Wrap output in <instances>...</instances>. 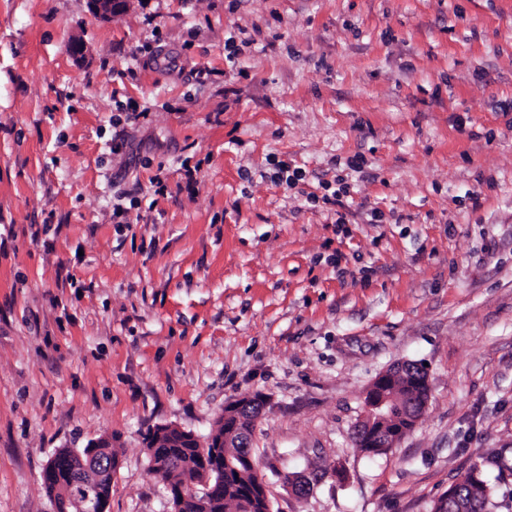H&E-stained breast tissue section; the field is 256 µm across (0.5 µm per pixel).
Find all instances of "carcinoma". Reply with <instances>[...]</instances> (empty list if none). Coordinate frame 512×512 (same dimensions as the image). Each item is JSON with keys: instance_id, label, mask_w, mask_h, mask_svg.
<instances>
[{"instance_id": "obj_1", "label": "carcinoma", "mask_w": 512, "mask_h": 512, "mask_svg": "<svg viewBox=\"0 0 512 512\" xmlns=\"http://www.w3.org/2000/svg\"><path fill=\"white\" fill-rule=\"evenodd\" d=\"M419 370L406 373L401 380L399 397L402 403L391 409V427L399 430L413 426L419 418L416 409L428 399L427 389L416 384ZM260 408H245L225 422H219L212 432V442L202 446H187L180 442V433L173 430L160 439L152 432L147 437L151 471L167 483L171 499H183L180 512H200L198 503L206 501L209 512H270L265 484L255 476L258 462L249 447ZM366 428L356 437L360 450L368 455L386 451L388 436L380 431V423L363 422ZM509 449H495L485 455L492 464L482 468L495 473L494 480L501 486L512 485V461ZM88 448L75 452L62 448L55 453L54 469L43 473L42 481L47 495L54 504L55 512H76V508L64 497L63 488L68 486L83 469ZM489 493L482 499L469 502L468 512H501L512 507L497 500L494 486L488 485Z\"/></svg>"}]
</instances>
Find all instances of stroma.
Here are the masks:
<instances>
[{
    "label": "stroma",
    "mask_w": 512,
    "mask_h": 512,
    "mask_svg": "<svg viewBox=\"0 0 512 512\" xmlns=\"http://www.w3.org/2000/svg\"><path fill=\"white\" fill-rule=\"evenodd\" d=\"M510 98L512 0H0V512L103 435L108 512H172L148 432L255 394L271 512H434L512 448ZM402 361L428 405L366 456ZM410 362H400L380 373L372 382L368 393L367 404L369 410L379 411V420L383 422V429L387 426L388 416L384 413V407L396 400V393L399 379L402 376V369ZM360 425L364 428V432L356 437V444L362 452L368 455H378L390 449L384 448L388 443V436L380 431L381 424L377 422L376 418L369 431H367L368 423L361 422Z\"/></svg>",
    "instance_id": "35a3bbf8"
}]
</instances>
